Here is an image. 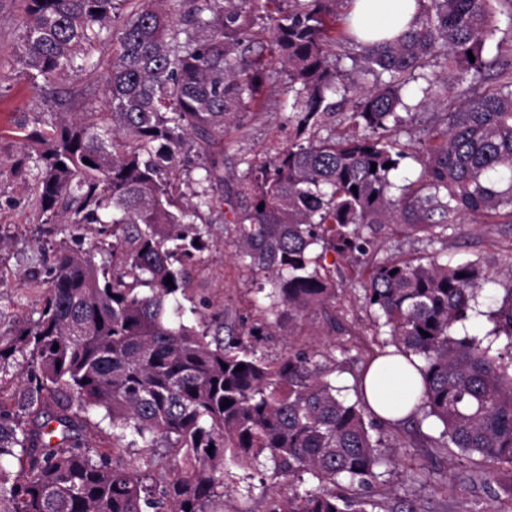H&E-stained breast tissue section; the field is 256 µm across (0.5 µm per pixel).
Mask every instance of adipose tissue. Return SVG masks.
<instances>
[{
	"mask_svg": "<svg viewBox=\"0 0 512 512\" xmlns=\"http://www.w3.org/2000/svg\"><path fill=\"white\" fill-rule=\"evenodd\" d=\"M417 15V0H354L349 26L363 40L391 38L409 29ZM373 412L388 422L404 419L422 393L420 372L406 357L379 358L363 380Z\"/></svg>",
	"mask_w": 512,
	"mask_h": 512,
	"instance_id": "adipose-tissue-1",
	"label": "adipose tissue"
}]
</instances>
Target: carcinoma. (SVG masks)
Here are the masks:
<instances>
[{
	"label": "carcinoma",
	"instance_id": "cac0c4a2",
	"mask_svg": "<svg viewBox=\"0 0 512 512\" xmlns=\"http://www.w3.org/2000/svg\"><path fill=\"white\" fill-rule=\"evenodd\" d=\"M343 1L354 2L267 0L268 51L286 75L293 137L251 167L254 202L238 225L236 258L266 274L258 292L269 305L236 333L224 331L222 310L200 330L175 320L169 301L213 246L207 216L229 202L215 196L224 190V131L261 95L264 51L248 64L236 55L252 35L253 0H140L130 13L127 0H27L17 59L35 86L82 68L102 37L118 43L104 111L64 114L49 138L24 133L27 152L15 162L20 169L29 150L38 153L42 212L55 224L99 225L112 268L60 247L38 318L0 338V375L16 354L30 356L14 399L0 393V512H206L217 490L228 492L231 468L261 456L275 476L298 480L286 496L270 491L266 512H389L391 490L379 481L389 457L373 436L386 422L366 420L373 412L361 386L349 402L332 385L336 353L268 358L256 349L285 313L331 315L329 255L364 277L366 305L386 335L370 360L393 347L421 362L415 413L440 425L431 446L512 466V283L496 310L506 343L492 355L476 337L453 336L486 280L479 263L434 254L361 265L382 249L387 224L431 243L467 220L512 224L509 64L498 87L477 88L503 55L498 43L495 58H482L495 31L490 0H419L414 24L374 46L356 42L337 10ZM336 45L351 46L363 73L387 75L359 95L358 132L339 138L320 135L336 115ZM439 58L467 87L429 134L420 184L396 196L391 176L407 154L390 132L402 122V91ZM187 144L200 173L197 188L179 195ZM95 409L110 419V449L88 439ZM130 434L168 449V460L147 461L146 472L126 465L118 451Z\"/></svg>",
	"mask_w": 512,
	"mask_h": 512
}]
</instances>
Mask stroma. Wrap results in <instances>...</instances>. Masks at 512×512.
Here are the masks:
<instances>
[{"mask_svg": "<svg viewBox=\"0 0 512 512\" xmlns=\"http://www.w3.org/2000/svg\"><path fill=\"white\" fill-rule=\"evenodd\" d=\"M25 21L24 0H0V337L11 338L25 321L37 318L48 293L50 267L58 246L77 251L95 249V225L47 223L37 204L34 187L37 168L28 161L25 169L11 165L22 151L17 134L19 122L43 131L51 130L63 113L95 112L110 69L116 44L105 38L94 44L85 67L51 83L33 86L17 62ZM347 47L336 50L335 64L348 97L334 118L331 130L350 134L351 102L364 84L362 75L348 57ZM285 75L277 59H270L263 88V107H247L242 125L224 135V177L234 190L232 205H221L212 213L210 230L215 241L211 251L190 270V285L178 295L177 305L185 321L196 324L221 309L225 322L237 327L261 319L255 304V290L264 274L243 271L237 263V223L251 198L245 195L250 165L275 156L287 148L292 129L288 124V98L282 93ZM420 84L403 92V118L396 131L408 157L394 176L397 184L416 182L422 166L414 153L428 142V133L441 118V110L422 104ZM386 253L416 258L440 251L452 262H479L486 274L483 289L470 317L453 330L454 337L476 336L499 347L493 316L504 287L512 283L507 266L512 263V227L504 224H463L449 232L446 241L428 243L422 234L397 226L385 227L380 235ZM336 283V318L315 314L303 320L281 321L257 350L276 358L299 349L332 346L339 350L341 366L336 383L354 398L353 386L362 360L372 346L375 328L365 305L363 281L355 266L338 262L333 272ZM431 422L405 424L384 432L385 441L396 444L397 462L385 474L397 498L410 501L416 512H507L512 507V473L507 468H488L467 459L449 461L444 449L433 448L427 436L437 434ZM234 493L219 495L207 505V512H264L269 486L289 491L287 478L272 470L257 473L235 470L229 479Z\"/></svg>", "mask_w": 512, "mask_h": 512, "instance_id": "35a3bbf8", "label": "stroma"}]
</instances>
